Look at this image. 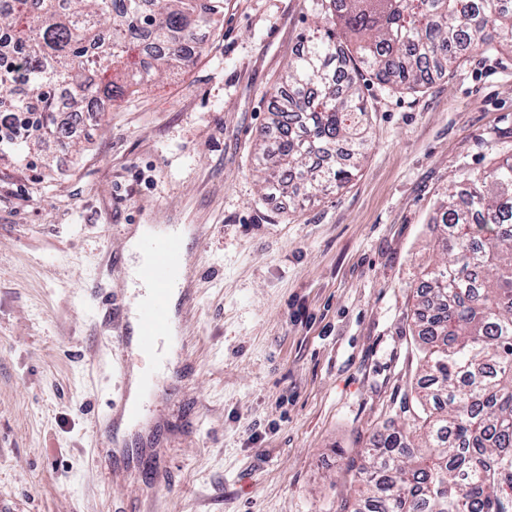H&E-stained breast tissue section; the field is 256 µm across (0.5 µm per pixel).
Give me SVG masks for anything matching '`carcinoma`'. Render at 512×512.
Returning <instances> with one entry per match:
<instances>
[{
    "mask_svg": "<svg viewBox=\"0 0 512 512\" xmlns=\"http://www.w3.org/2000/svg\"><path fill=\"white\" fill-rule=\"evenodd\" d=\"M322 26L288 63V101L270 112L257 147L265 188L299 196L345 187L357 169L314 158L365 145L361 72L415 92L432 68L476 45L512 43V0H311ZM224 0H0V154L27 161L57 134L62 103H112L164 70L191 63ZM354 40L342 52L336 25ZM427 273L419 335L427 348L421 425L380 434L361 485L336 512H512V156L448 188Z\"/></svg>",
    "mask_w": 512,
    "mask_h": 512,
    "instance_id": "obj_1",
    "label": "carcinoma"
}]
</instances>
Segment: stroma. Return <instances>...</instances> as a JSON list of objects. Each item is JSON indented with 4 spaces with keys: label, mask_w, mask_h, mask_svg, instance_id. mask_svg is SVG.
Here are the masks:
<instances>
[{
    "label": "stroma",
    "mask_w": 512,
    "mask_h": 512,
    "mask_svg": "<svg viewBox=\"0 0 512 512\" xmlns=\"http://www.w3.org/2000/svg\"><path fill=\"white\" fill-rule=\"evenodd\" d=\"M309 0H225L188 66L0 160V512H336L374 434L411 426L414 312L451 181L512 154V46L470 51L414 94L372 75L352 181L266 195L256 145ZM190 226L193 368L120 353L98 307L134 226ZM159 399L115 456L116 362Z\"/></svg>",
    "instance_id": "35a3bbf8"
}]
</instances>
